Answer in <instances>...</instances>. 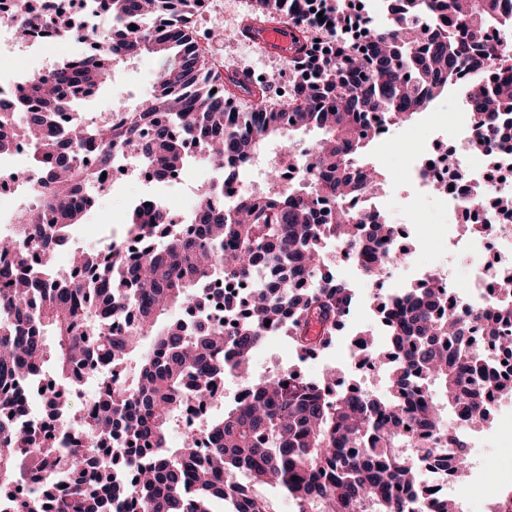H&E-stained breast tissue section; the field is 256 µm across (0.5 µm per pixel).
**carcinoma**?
<instances>
[{
  "mask_svg": "<svg viewBox=\"0 0 512 512\" xmlns=\"http://www.w3.org/2000/svg\"><path fill=\"white\" fill-rule=\"evenodd\" d=\"M23 16L16 35L40 30L64 39L87 30L98 48L56 63L49 78L30 79L21 99L34 111H0V155L10 136L33 142L31 166L51 189L39 199L56 214L41 222V211L19 213L13 237H0V496L31 468L49 478L33 491L28 512H212L210 500L231 502L232 512H271L256 485L281 486L296 512H407L425 500L418 457L447 455L457 476L468 468L466 444L453 436L447 416L465 422L487 421L490 410L470 386L476 376L494 379L482 350L461 345L467 328L501 339L512 320V278L499 289V314L493 321L479 308L439 310L442 298L431 288H409L376 310L389 325L391 349L377 368L388 374L386 397L355 389L331 390L327 379L310 383L281 370L255 381L249 362L272 334L287 330L297 351L311 353L333 343L356 303L353 288L336 279L323 262L327 241L344 245L366 260V270L384 269L399 255L382 250L395 226L381 213L348 207L357 198L378 195L381 181L361 156L372 138L359 133L360 118L375 113L400 126L424 112L442 93L454 91L463 76L472 83L470 114L473 145L494 156L499 130L489 121L501 116L512 125V48L489 43L486 29L512 31V0H386L389 22L363 51L355 50L343 26L345 0H309L335 21L338 35L322 55L313 52L315 31L300 0H251L236 34L252 35L255 25L281 24L295 32L291 68L310 78L278 99L281 75L256 84L247 72L222 76L209 65L190 32L194 0H101L102 8L84 17L37 16L30 0H18ZM109 20L101 30L95 20ZM440 17L445 24L424 42L412 38L413 25ZM168 30L153 35V22ZM128 22L139 26L131 30ZM143 54L164 60L156 81L162 93L142 100L122 121L91 120L76 114L64 134L48 123L47 113L70 95V107L95 94L112 76V67ZM500 72L485 76L488 61ZM414 73L416 82L404 77ZM249 87L258 107L230 120L224 101L239 99ZM217 93H211L213 89ZM292 113L288 126L281 114ZM149 126L150 143L138 131ZM317 128L320 140L301 161L307 183L277 189L280 170L270 169L271 188L263 195L242 194L229 210L200 200L199 230L192 236L170 229L163 204H150L148 224L131 214L126 236L140 237L128 261L113 246L105 255L78 253L75 272L58 279L34 278L31 265L50 266L54 248L84 212L74 198L99 191L88 177L81 152L94 153L101 169L112 166L114 147L133 146L138 159L158 175L185 170V141H198L204 158L222 157L213 168L258 154L272 139ZM321 196L336 201V220L322 223L314 208ZM223 276L259 280L240 303L224 298L226 323L202 326L193 334L168 311L199 298L203 282ZM133 310L136 324L124 336L112 332V319ZM320 326L318 335L311 325ZM356 356L375 353L372 336L357 333ZM137 360L132 379L116 384L110 373ZM106 364L95 405L74 412L64 400L74 371ZM52 370L50 403L65 415L58 436L38 442L15 424L20 407L9 386ZM251 390V398L209 423L211 444L198 447V435L183 434L182 447L168 446L167 433L190 399L203 400L226 374ZM422 439L407 440L406 429ZM444 438L441 448L427 438ZM112 448L107 461L98 449ZM68 481L64 493L54 478Z\"/></svg>",
  "mask_w": 512,
  "mask_h": 512,
  "instance_id": "1",
  "label": "carcinoma"
}]
</instances>
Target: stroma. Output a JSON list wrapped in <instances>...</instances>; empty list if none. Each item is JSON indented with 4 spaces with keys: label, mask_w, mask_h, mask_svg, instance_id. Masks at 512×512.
I'll use <instances>...</instances> for the list:
<instances>
[{
    "label": "stroma",
    "mask_w": 512,
    "mask_h": 512,
    "mask_svg": "<svg viewBox=\"0 0 512 512\" xmlns=\"http://www.w3.org/2000/svg\"><path fill=\"white\" fill-rule=\"evenodd\" d=\"M245 13V0H210L207 12L200 15L197 24L199 33L221 32L219 41H204L206 55L219 70L236 69L252 73L281 71L288 72L289 63L284 57H269L262 54L249 42L237 37L236 30ZM81 41L75 39H57L31 49L15 47L11 58L1 62L4 67L28 71L37 66H46L69 58L81 49ZM162 66L161 59L143 55L115 69L111 81L101 88L94 99L87 102L83 110L86 113L104 114L123 104L150 95L155 76ZM455 97L448 94L438 98L431 110L417 114L405 127L398 129L394 140L376 141L370 144L367 157L376 167L385 181L386 187L396 189L404 181V170L395 158L403 148H417L419 135L432 121L434 113L452 114ZM215 173L206 163H192L182 183L166 188L162 196L172 210L185 212L196 203L197 188L203 181L214 178ZM144 193V186L137 175L124 177L101 192L92 211L86 215L82 224L72 230L71 240L56 253L59 264H69L74 252H97L110 241L124 233V227L130 218L131 204ZM433 209L424 208L422 221L408 226V235L402 246L409 251L418 265L438 264L448 254V241L441 235L437 225L432 224ZM326 264L334 269L338 279L346 281L357 290V303L347 320L344 329L338 333L331 347L320 351L318 359L299 358L288 336H272L259 347L253 358L254 374H272L282 369H295L306 376H323L326 370H335L338 376L355 379L372 395L381 396L387 391L383 371L360 372L355 367L349 342L353 332L368 329L374 331L377 347L387 348L388 337L379 334V318L372 310L371 303L376 295L387 296L396 289L411 285L412 270H395L391 279L385 281L383 288L372 290L368 280L354 269L336 263L335 247L324 251ZM481 465L485 472L491 473L488 485L472 488L471 495L479 498L480 508H472L462 503L463 512H493L500 493H512V438H498L489 448L483 449Z\"/></svg>",
    "instance_id": "stroma-1"
}]
</instances>
